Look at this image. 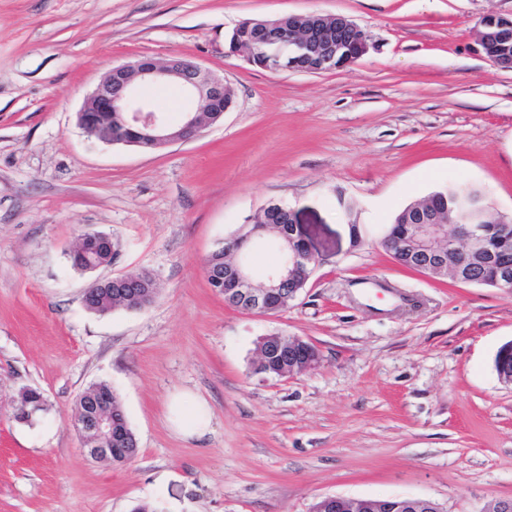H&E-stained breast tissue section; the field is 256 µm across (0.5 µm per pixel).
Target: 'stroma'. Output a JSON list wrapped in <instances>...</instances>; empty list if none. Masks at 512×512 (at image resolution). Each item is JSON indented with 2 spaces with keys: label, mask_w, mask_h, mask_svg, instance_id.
<instances>
[{
  "label": "stroma",
  "mask_w": 512,
  "mask_h": 512,
  "mask_svg": "<svg viewBox=\"0 0 512 512\" xmlns=\"http://www.w3.org/2000/svg\"><path fill=\"white\" fill-rule=\"evenodd\" d=\"M311 14L354 22L368 53L321 73L224 54L242 20ZM490 15L511 18L512 0H0V512L512 499V384L494 368L512 290L408 270L382 246L397 211L453 180L512 217V69L481 50ZM141 56L193 58L233 87L232 108L155 150L87 136V95ZM130 106L175 120L198 104L145 87ZM270 202L296 211L323 261L260 316L226 305L204 263ZM93 233L115 260L75 271L67 253ZM138 272L157 283L153 304L86 308L93 281ZM274 333L315 344L318 364L252 373ZM96 382L137 438L128 467L89 460L70 423ZM26 388L46 399L31 424L14 418ZM176 395L207 406L203 435L169 422Z\"/></svg>",
  "instance_id": "35a3bbf8"
}]
</instances>
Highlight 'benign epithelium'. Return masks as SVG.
I'll return each instance as SVG.
<instances>
[{
  "mask_svg": "<svg viewBox=\"0 0 512 512\" xmlns=\"http://www.w3.org/2000/svg\"><path fill=\"white\" fill-rule=\"evenodd\" d=\"M336 25L310 24L304 28L279 21H260L254 25L250 40L238 42L224 49L226 56H239L251 65L267 70H291L318 73L350 66L363 57L369 48L367 35L343 16H335ZM479 42L485 56H496V65L512 69V56L503 48L512 41V19L485 17L480 22ZM140 84L176 86L188 95L198 97L200 111L185 112L181 121L170 124L153 110L129 109V101ZM233 94L230 85L217 79L197 62L185 57H173L159 62L149 56L112 67V70L87 96L78 113V126L89 136L112 145L158 149L168 145L191 141L202 135L213 122L224 118L225 99ZM211 112L213 117L204 118ZM280 215L278 229L279 261L270 268L265 282L257 285L247 265L245 254L261 234L251 230L245 242L235 243L237 262L224 277V302L240 311L266 315L275 302L285 297H297L305 284L292 275V269L305 265H318L321 258L310 251L304 241L296 212L281 203L270 204ZM479 207L470 203L467 214L449 221L435 210H417L413 213V228L398 240L399 254L408 257L423 268L446 266L449 257L447 238L453 231L462 237L467 253L480 260L487 254L481 230L471 221ZM115 293L127 297L130 310L144 307V298L138 291L140 281L131 274L109 278ZM112 404L108 397L93 399L81 428L85 434L83 453L96 462L112 460ZM322 512H353L357 508L368 512H443L431 500L410 497L381 499H354L329 496L320 500Z\"/></svg>",
  "mask_w": 512,
  "mask_h": 512,
  "instance_id": "benign-epithelium-1",
  "label": "benign epithelium"
}]
</instances>
